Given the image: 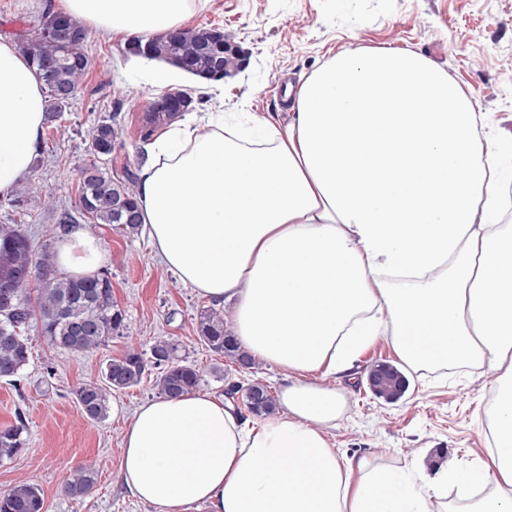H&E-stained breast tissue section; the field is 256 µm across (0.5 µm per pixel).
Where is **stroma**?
Listing matches in <instances>:
<instances>
[{
    "instance_id": "stroma-1",
    "label": "stroma",
    "mask_w": 512,
    "mask_h": 512,
    "mask_svg": "<svg viewBox=\"0 0 512 512\" xmlns=\"http://www.w3.org/2000/svg\"><path fill=\"white\" fill-rule=\"evenodd\" d=\"M206 24L233 35L246 64L222 82L185 84L196 111L247 112L283 128L294 119L296 98L281 96L280 84L296 89L332 57L391 47L421 53L439 66L484 117L487 132L512 142V0H209L186 22L190 28ZM125 42L118 35L86 41L88 70L66 111L45 128L36 177L59 208L74 214L95 122L118 114L126 156L138 162L140 119L163 90L150 68L125 54ZM89 231L111 255L106 270L126 329L95 352L60 349L50 358L43 338L32 335L30 361L18 380H0V425L24 423L27 439L21 456L0 463V491L37 485L45 512H152L122 488L117 473L133 410L158 396L157 369H149L140 385L113 392L118 410L102 422L82 416L76 389L100 380L107 359L130 346L149 347L158 336L182 344L188 362L203 373L202 392L220 396L228 384L259 381L276 393L284 374L260 360L240 366L199 340L195 316L206 301L159 263L146 233L129 236L105 224ZM380 363L405 373L409 385L399 400L370 391L369 371ZM494 379L485 367L403 363L389 341L378 338L362 353L353 379L336 381L346 408L330 440L348 455H368L386 466L410 468L431 455L451 466L475 465L490 445L484 412ZM80 465L96 470V484L86 497L74 498L64 485Z\"/></svg>"
}]
</instances>
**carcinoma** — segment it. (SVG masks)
<instances>
[{
	"label": "carcinoma",
	"mask_w": 512,
	"mask_h": 512,
	"mask_svg": "<svg viewBox=\"0 0 512 512\" xmlns=\"http://www.w3.org/2000/svg\"><path fill=\"white\" fill-rule=\"evenodd\" d=\"M86 32L78 26L76 37L62 34L52 6L32 21L30 31L17 36L18 50L35 66L49 98L51 119L66 110L68 99L77 91L88 67L84 53ZM153 56L173 58L196 71L213 72L216 59L224 58V44L213 28H187L176 36L158 35L147 42ZM174 110L148 107L142 119L140 139L146 141L173 119ZM117 115L98 121L88 135V164L83 168L79 202L90 224H110L129 236L141 226L136 202V173L130 162L121 160ZM44 198L54 207L53 197L35 178L20 181L3 199L15 213L26 212L29 201ZM64 213L58 224H48L45 241L38 248L17 224H0V378L18 376L29 362V332L34 330L50 349L91 353L100 349L112 335L125 329L124 316L112 296V280L104 274L92 279L74 280L57 272L50 241L56 230L69 224ZM199 339L210 350L240 363L247 354L239 350L232 330L224 327V313L202 307L196 314ZM161 368L155 388L162 396H177L195 390L202 379L196 365L184 360L180 345L173 338L154 341L149 350L131 346L125 353L105 362L103 383L89 382L76 390L83 417L102 422L110 412L112 392L141 384L148 365ZM377 383L374 393L387 401L399 399L406 387L405 376L392 364L374 367ZM224 395L236 404L240 415L264 416L274 411L275 400L260 382L245 387L230 384ZM25 425L0 427V462L16 459L25 449ZM96 483V472L78 467L65 484L71 497L87 495ZM0 512H44V498L35 484H19L0 492Z\"/></svg>",
	"instance_id": "cac0c4a2"
}]
</instances>
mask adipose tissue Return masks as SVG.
Instances as JSON below:
<instances>
[{"mask_svg":"<svg viewBox=\"0 0 512 512\" xmlns=\"http://www.w3.org/2000/svg\"><path fill=\"white\" fill-rule=\"evenodd\" d=\"M207 0H57L91 32L142 38L182 27ZM296 118L184 112L146 142L140 221L181 284L229 306L241 348L283 371L261 423L192 391L141 404L119 480L153 512H435L449 488H485L463 512H512V225L496 223L503 148L421 54L378 49L325 61ZM43 82L0 42V195L31 171L47 124ZM57 268L109 260L85 225L55 238ZM411 365L498 375L492 444L470 467L413 471L340 455L329 430L346 374L378 337ZM319 381H312V374Z\"/></svg>","mask_w":512,"mask_h":512,"instance_id":"adipose-tissue-1","label":"adipose tissue"}]
</instances>
